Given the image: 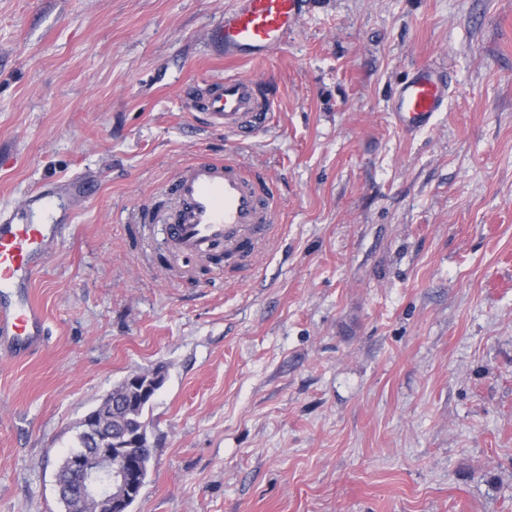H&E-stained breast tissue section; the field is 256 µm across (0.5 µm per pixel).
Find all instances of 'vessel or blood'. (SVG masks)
I'll use <instances>...</instances> for the list:
<instances>
[{"instance_id":"1","label":"vessel or blood","mask_w":512,"mask_h":512,"mask_svg":"<svg viewBox=\"0 0 512 512\" xmlns=\"http://www.w3.org/2000/svg\"><path fill=\"white\" fill-rule=\"evenodd\" d=\"M307 0H235L223 23L211 33L224 48V58L262 59L281 48L307 7ZM190 101L207 123L240 139L264 128L274 108L271 97L260 94L255 79L225 77ZM444 107V91L436 68L417 67L398 88L394 108L407 131L428 127ZM177 209L166 221L172 251L207 256L223 248L225 262H251L267 242L278 207L272 183L248 173L241 164L202 155L182 166L170 186ZM81 186L66 194L47 191L38 196V220L16 223L0 215V357L28 358L42 347L47 328L32 294V282L45 265L61 228L59 198L81 197Z\"/></svg>"}]
</instances>
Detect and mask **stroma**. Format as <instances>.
<instances>
[{"label": "stroma", "mask_w": 512, "mask_h": 512, "mask_svg": "<svg viewBox=\"0 0 512 512\" xmlns=\"http://www.w3.org/2000/svg\"><path fill=\"white\" fill-rule=\"evenodd\" d=\"M233 0H0V211L77 176L32 286L45 347L0 362V512H62L55 473L126 377L165 380L131 512H512V0H311L261 62ZM423 63L429 128L392 116ZM275 97L242 142L187 99ZM200 155L279 195L254 263L160 254ZM436 68L422 64L413 76L398 88L393 112L399 125L406 131L428 127L436 112L444 107V91Z\"/></svg>", "instance_id": "stroma-1"}]
</instances>
